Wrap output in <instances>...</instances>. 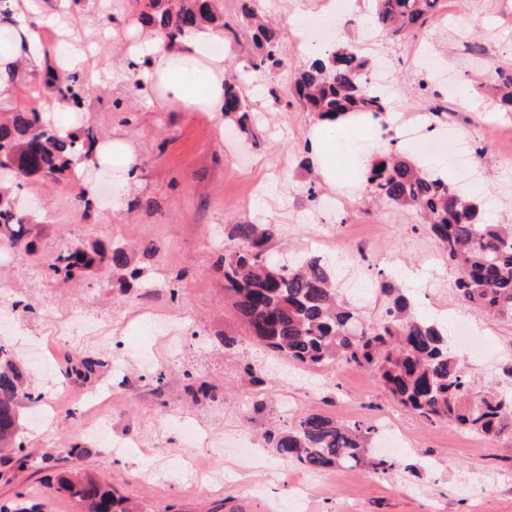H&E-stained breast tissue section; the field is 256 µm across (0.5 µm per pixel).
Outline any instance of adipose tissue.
<instances>
[{
	"instance_id": "1",
	"label": "adipose tissue",
	"mask_w": 512,
	"mask_h": 512,
	"mask_svg": "<svg viewBox=\"0 0 512 512\" xmlns=\"http://www.w3.org/2000/svg\"><path fill=\"white\" fill-rule=\"evenodd\" d=\"M62 24L59 13L10 4L8 15L0 19V101L15 98L13 75L19 64H42L43 28ZM220 36L219 29L204 23L169 44L140 25L126 58L138 70L145 95L175 104L182 112L219 116L224 112L228 68L226 57L212 51ZM307 135L318 173L327 183L364 172L372 161L366 144L373 132L360 120H318Z\"/></svg>"
}]
</instances>
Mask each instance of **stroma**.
Wrapping results in <instances>:
<instances>
[{
	"mask_svg": "<svg viewBox=\"0 0 512 512\" xmlns=\"http://www.w3.org/2000/svg\"><path fill=\"white\" fill-rule=\"evenodd\" d=\"M326 0H256L257 9L281 30L283 68L255 71L257 50L239 0H214L230 28L217 45L238 75L242 96L260 119L256 141H243L244 156L224 145L230 124L206 112H176L159 100L132 92L138 74L128 69L126 25L139 17L137 0H42L72 20L73 42L85 46L103 33L104 53L90 56L82 74L81 111L59 112L55 123L92 131L98 141L121 134L139 166V184L125 191L118 169L91 171L97 193L91 208L77 201L81 183L31 182L23 193L35 207L28 221L42 225L33 255L0 254V311L21 300L23 321L0 324L23 373L24 387L51 395L53 420L37 424V411L22 405L26 464L0 460V502L24 496L37 512H76L71 498L51 480L63 469H89L136 501L141 512H512V442H477L445 423L427 424L402 410L365 369L345 365L302 366L277 360L245 336L224 305L217 258L237 248V224H273L277 232L266 257L296 260L297 244L321 235L334 247L322 251L341 294L366 323L380 320L386 296L378 273L399 272L417 313L465 322L489 345L488 354L461 352V368L476 383L504 389L512 366V321L465 306L453 289L455 274L435 241L418 230L412 212L381 204L362 180L326 184L304 167L306 137L314 120L293 102L291 85L306 56L291 27L297 13L316 17ZM372 0L348 8L341 38L365 47L373 73L384 74L381 91L393 120L425 122L434 106L450 111L447 130L463 140L478 167L487 216L512 224V112L501 109L493 83L479 76L497 63H512V0H456L430 30L393 38L372 25ZM112 15L101 27L102 12ZM446 66L452 78L429 93L419 87L418 53ZM277 97H270L268 87ZM498 123L495 142L482 141L480 121ZM322 203L313 205L308 187ZM362 244L366 260L349 265L339 252L345 239ZM116 240L125 244L141 277L123 285L101 264L62 281L48 260L67 246ZM164 315L168 329L153 332L143 310ZM79 316L82 330L56 335L53 324ZM234 335L225 346V335ZM79 356L98 361L93 374L74 383L64 375ZM163 382H156V375ZM205 382L214 398H192L186 387ZM310 413L350 423H392L401 443L398 471L375 472L386 454L372 440L363 462L322 473L279 455L269 435L293 428ZM80 446L81 456L67 455Z\"/></svg>",
	"mask_w": 512,
	"mask_h": 512,
	"instance_id": "obj_1",
	"label": "stroma"
}]
</instances>
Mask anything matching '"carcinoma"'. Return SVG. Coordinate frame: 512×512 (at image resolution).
Returning a JSON list of instances; mask_svg holds the SVG:
<instances>
[{
  "instance_id": "cac0c4a2",
  "label": "carcinoma",
  "mask_w": 512,
  "mask_h": 512,
  "mask_svg": "<svg viewBox=\"0 0 512 512\" xmlns=\"http://www.w3.org/2000/svg\"><path fill=\"white\" fill-rule=\"evenodd\" d=\"M241 0V10L256 19L252 40L261 49L253 68L274 73L284 65L278 30L257 18ZM376 22L393 37L416 34L435 18L437 0H374ZM145 20L166 41L218 20L213 0H148ZM46 82L55 95L79 108L84 83L76 74L62 76L44 50ZM367 61L356 50L337 48L301 69L294 94L317 118L328 114L364 120L386 116L387 100L373 91ZM501 103L512 112V67L495 68ZM252 110L231 83H224V117L241 135L250 133ZM96 137L81 138L35 109L0 104V245L35 252V225L24 216L13 191L25 182L54 179L79 162L94 160ZM369 193L380 201L407 207L422 218L421 228L444 252L457 272L454 288L461 300L489 316L512 319V225L485 219L481 203L456 183L434 177L404 154L387 148L363 174ZM274 225H235L241 245L216 262L224 277V301L246 333L274 352L302 366L355 365L372 372L393 400L424 422L448 421L478 436L512 440V395L493 388L478 390L463 373L460 359L448 351V333L432 320L415 315L409 296L396 281L380 278L389 298L385 318L371 327L339 299L328 267L318 257L278 266L267 261L266 244ZM104 261L136 281L140 269L130 266L127 250L113 243L76 245L58 252L48 268L66 280L84 275ZM96 361L80 358L66 371L87 379ZM37 403L41 395L24 391L21 374L0 345V449L24 450L21 400ZM379 426L361 420L343 424L318 413L302 417L291 430L271 439L273 448L300 467L322 472L357 465ZM57 490L67 493L77 512H135L128 499L90 472L63 471Z\"/></svg>"
}]
</instances>
